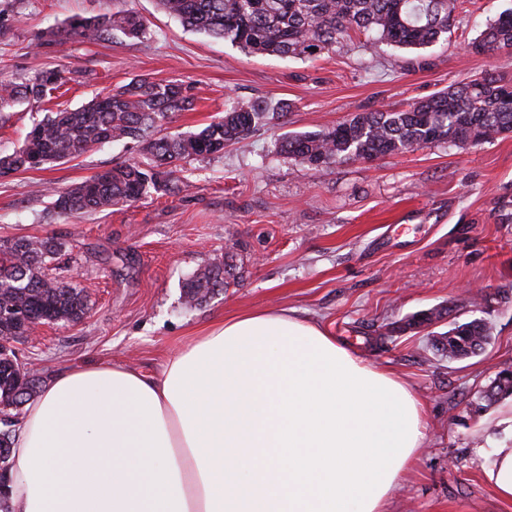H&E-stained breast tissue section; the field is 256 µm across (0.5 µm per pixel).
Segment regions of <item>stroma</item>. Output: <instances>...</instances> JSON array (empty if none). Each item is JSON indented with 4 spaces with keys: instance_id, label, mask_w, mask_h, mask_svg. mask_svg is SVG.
Here are the masks:
<instances>
[{
    "instance_id": "35a3bbf8",
    "label": "stroma",
    "mask_w": 512,
    "mask_h": 512,
    "mask_svg": "<svg viewBox=\"0 0 512 512\" xmlns=\"http://www.w3.org/2000/svg\"><path fill=\"white\" fill-rule=\"evenodd\" d=\"M512 0H463L446 42L399 49L352 34L344 50L301 60L247 54L184 28L157 0H0V87L55 69L66 84L45 108L0 109V155L23 142L45 110L76 108L139 75L190 83L195 110L176 112L165 134L194 132L236 105L283 106L278 124L223 152L179 162L174 189L131 206L79 217L49 213L48 188L146 156L110 142L45 170L0 178V241L55 236L51 264L90 296L77 324L42 325L21 342L43 380L65 367L118 362L144 374L214 320L288 307L320 323L360 356L405 380L426 408L422 452L388 512H512L486 473L512 450V400L479 415L467 405L512 367V136L461 150L434 145L347 162L317 173L278 151L286 133L336 126L356 112L403 107L493 69L512 78V53L467 45ZM134 12L133 39L45 44L76 18ZM231 256L238 279L197 307L182 284L201 262ZM441 305L484 319L480 354L436 355L426 330L392 323Z\"/></svg>"
}]
</instances>
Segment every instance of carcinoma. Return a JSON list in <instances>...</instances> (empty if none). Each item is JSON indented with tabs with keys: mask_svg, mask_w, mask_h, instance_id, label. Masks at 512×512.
<instances>
[{
	"mask_svg": "<svg viewBox=\"0 0 512 512\" xmlns=\"http://www.w3.org/2000/svg\"><path fill=\"white\" fill-rule=\"evenodd\" d=\"M162 10L185 27L222 39L242 50L312 59L344 48L350 32H364L397 48L421 49L448 38L459 0H158ZM116 29L131 38L147 27L135 14L107 19L78 18L47 35L45 43L95 41ZM471 52L493 54L512 49V10L486 25L470 44ZM65 84L57 70L8 86L0 108L40 103ZM191 87L179 80L141 76L111 93L72 110L50 111L26 133L13 153L0 157V177L43 169L76 158L97 144L136 141L157 130L173 112L191 109ZM284 116L265 99L231 107L201 130L148 141L145 161L130 160L98 171L68 188L49 192L59 216L96 212L135 203L150 188L168 186L170 166L189 157L215 154ZM512 134V82L494 70L461 85H450L406 109L381 108L352 114L330 128L285 137L280 153L323 173L349 161H373L432 145L473 148ZM63 243L56 237L18 238L0 244V341L24 335L30 326L79 323L90 311L85 288L45 272L47 260ZM237 277L223 261L201 265L182 285L183 298L200 306ZM444 322L448 330L432 349L450 360L482 352L491 327L482 319L460 321L453 309L439 306L407 319L400 331ZM41 377L21 370L13 352L0 353V403L19 410L40 392ZM512 397V370L497 374L471 404L480 413Z\"/></svg>",
	"mask_w": 512,
	"mask_h": 512,
	"instance_id": "1",
	"label": "carcinoma"
}]
</instances>
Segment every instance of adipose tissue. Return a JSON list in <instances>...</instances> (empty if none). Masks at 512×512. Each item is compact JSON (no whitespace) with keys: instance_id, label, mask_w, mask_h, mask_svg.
Wrapping results in <instances>:
<instances>
[{"instance_id":"ef3b65f1","label":"adipose tissue","mask_w":512,"mask_h":512,"mask_svg":"<svg viewBox=\"0 0 512 512\" xmlns=\"http://www.w3.org/2000/svg\"><path fill=\"white\" fill-rule=\"evenodd\" d=\"M398 378L281 308L219 319L148 377L59 370L13 445L12 512H385L423 446Z\"/></svg>"}]
</instances>
